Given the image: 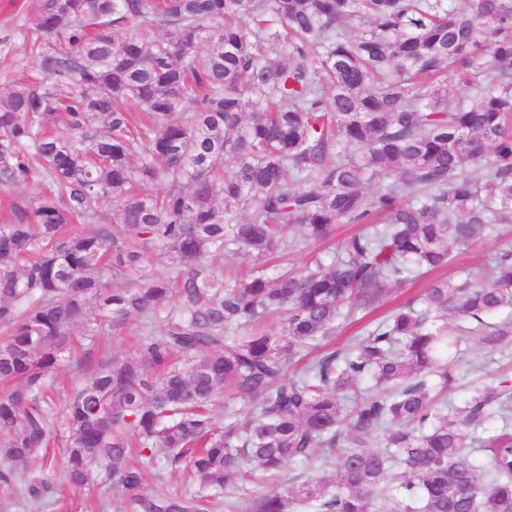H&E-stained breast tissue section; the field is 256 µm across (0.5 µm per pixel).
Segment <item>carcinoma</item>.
Instances as JSON below:
<instances>
[{"mask_svg": "<svg viewBox=\"0 0 512 512\" xmlns=\"http://www.w3.org/2000/svg\"><path fill=\"white\" fill-rule=\"evenodd\" d=\"M18 41L31 71L9 65ZM447 75L474 94L449 104ZM0 79V190L38 188L0 224L1 487L39 512L55 445L71 485L98 468L123 512H512V385L439 402L465 335L512 343L511 318L486 322L512 310L511 245L327 348L341 318L512 224V0H35L0 34ZM114 198L111 223L74 226ZM343 223L363 229L331 258L262 268L286 232ZM217 250L259 267L219 273ZM153 257L165 276L142 274ZM174 295L57 411L78 326L152 322ZM135 457L189 491H143ZM295 459L334 474L240 499Z\"/></svg>", "mask_w": 512, "mask_h": 512, "instance_id": "carcinoma-1", "label": "carcinoma"}]
</instances>
